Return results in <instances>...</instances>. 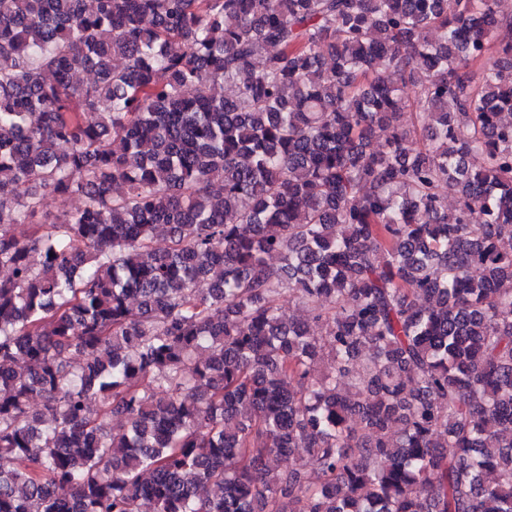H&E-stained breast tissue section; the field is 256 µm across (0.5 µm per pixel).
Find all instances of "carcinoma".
I'll return each mask as SVG.
<instances>
[{
    "label": "carcinoma",
    "instance_id": "cac0c4a2",
    "mask_svg": "<svg viewBox=\"0 0 512 512\" xmlns=\"http://www.w3.org/2000/svg\"><path fill=\"white\" fill-rule=\"evenodd\" d=\"M499 26L0 0V512H512Z\"/></svg>",
    "mask_w": 512,
    "mask_h": 512
}]
</instances>
